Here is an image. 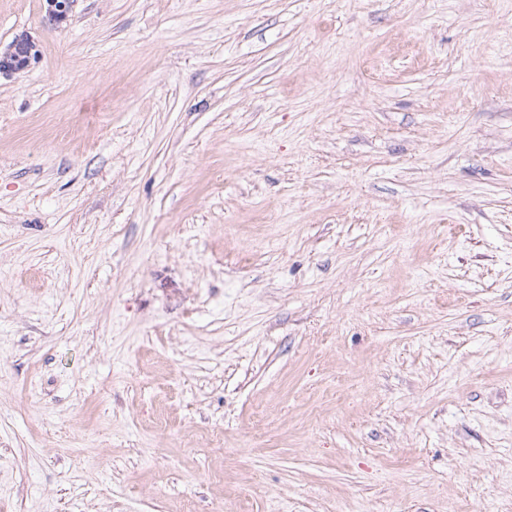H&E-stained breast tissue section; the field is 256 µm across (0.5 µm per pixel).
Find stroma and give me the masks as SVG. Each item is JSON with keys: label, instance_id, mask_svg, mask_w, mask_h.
I'll use <instances>...</instances> for the list:
<instances>
[{"label": "stroma", "instance_id": "1", "mask_svg": "<svg viewBox=\"0 0 512 512\" xmlns=\"http://www.w3.org/2000/svg\"><path fill=\"white\" fill-rule=\"evenodd\" d=\"M0 512H512V0H0ZM26 55H29V52L25 43H21L17 40L11 44L7 52L0 56V73L8 75L15 72V64ZM18 65L24 69L26 68L23 61L18 62Z\"/></svg>", "mask_w": 512, "mask_h": 512}]
</instances>
